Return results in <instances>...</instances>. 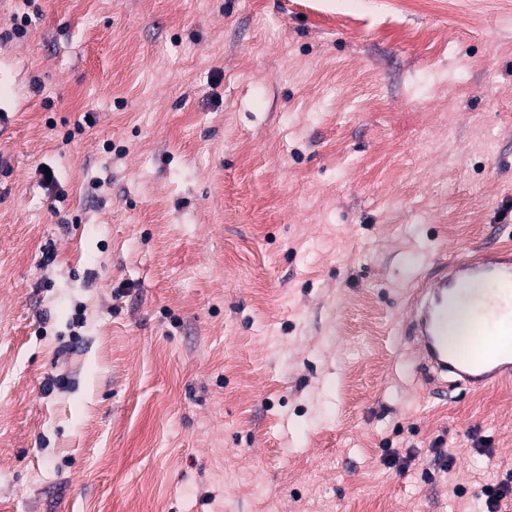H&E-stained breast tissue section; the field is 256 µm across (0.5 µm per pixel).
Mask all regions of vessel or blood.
<instances>
[{"label":"vessel or blood","instance_id":"1","mask_svg":"<svg viewBox=\"0 0 512 512\" xmlns=\"http://www.w3.org/2000/svg\"><path fill=\"white\" fill-rule=\"evenodd\" d=\"M472 300L480 326L448 345V304ZM410 336L423 359L429 392L444 400L512 379V251L482 246L461 259L432 264L407 294Z\"/></svg>","mask_w":512,"mask_h":512}]
</instances>
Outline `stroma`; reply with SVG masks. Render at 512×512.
<instances>
[{"label":"stroma","mask_w":512,"mask_h":512,"mask_svg":"<svg viewBox=\"0 0 512 512\" xmlns=\"http://www.w3.org/2000/svg\"><path fill=\"white\" fill-rule=\"evenodd\" d=\"M408 2L0 0V512H477L512 470V384L428 399L402 337L512 245V13Z\"/></svg>","instance_id":"1"}]
</instances>
